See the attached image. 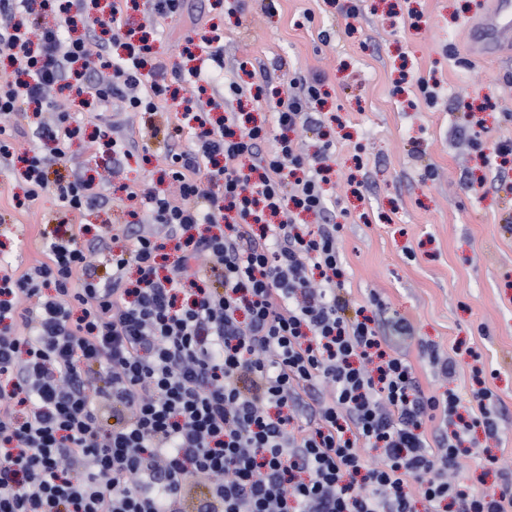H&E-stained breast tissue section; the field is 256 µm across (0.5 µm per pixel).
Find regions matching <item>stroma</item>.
I'll return each mask as SVG.
<instances>
[{"label": "stroma", "mask_w": 512, "mask_h": 512, "mask_svg": "<svg viewBox=\"0 0 512 512\" xmlns=\"http://www.w3.org/2000/svg\"><path fill=\"white\" fill-rule=\"evenodd\" d=\"M487 8L486 0H184L179 15L151 24L149 4L139 0L124 17L158 60L184 71L220 30L225 65L247 60L252 69L233 76L241 96L220 78L207 94L258 124L272 125L274 93L294 73L320 76L326 102L309 104L316 124L298 140L311 154L323 138L336 145L325 190L343 226L353 297L363 304L378 293L385 317L411 323L403 346L425 392L453 389L469 398L476 353L491 373L486 384L504 413V434L476 431L459 473L477 493L512 486V191L479 156L480 148L512 140V49L491 58L471 52L467 26ZM423 81L437 83L435 101L426 100ZM264 83L272 94L253 99L250 88ZM57 106L80 132L47 178L68 182L112 168L104 203L81 218L90 228L82 243L106 233L121 250L128 224L145 212L128 189L171 191L159 179L165 156L171 146L188 148L191 137L174 145L144 138L137 118L95 116L66 92ZM103 118L120 123L130 157L90 145ZM23 194L21 180L0 168V261L21 272L46 261L44 244L61 218L53 193L14 205ZM424 344L455 351L453 379L433 377L420 355Z\"/></svg>", "instance_id": "35a3bbf8"}]
</instances>
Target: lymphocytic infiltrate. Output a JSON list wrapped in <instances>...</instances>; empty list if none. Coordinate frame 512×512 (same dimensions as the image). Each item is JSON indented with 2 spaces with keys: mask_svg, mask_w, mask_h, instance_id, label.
Returning a JSON list of instances; mask_svg holds the SVG:
<instances>
[{
  "mask_svg": "<svg viewBox=\"0 0 512 512\" xmlns=\"http://www.w3.org/2000/svg\"><path fill=\"white\" fill-rule=\"evenodd\" d=\"M85 10L0 0V49L23 65L0 80V117L52 108L72 80L89 111L160 115L167 138L187 129L192 143L166 157L179 199L142 193L162 234L129 225V248L102 257L108 278L76 231L47 242V262L0 276V512H413L412 486L425 512L447 500L512 512L511 488L477 495L448 478L473 428L499 435L491 390L460 414L459 394L425 393L399 352L406 319L349 314L342 226L322 188L333 145L309 160L290 137L318 80L293 75L270 131L235 112L216 127L203 112L172 121L185 75L152 61L147 39L130 42L121 0L100 26L125 56L64 37ZM68 120L39 128L55 154L29 158L26 198L50 190L80 213L104 201L93 181L46 175L66 155ZM300 211L323 224H297Z\"/></svg>",
  "mask_w": 512,
  "mask_h": 512,
  "instance_id": "1",
  "label": "lymphocytic infiltrate"
}]
</instances>
